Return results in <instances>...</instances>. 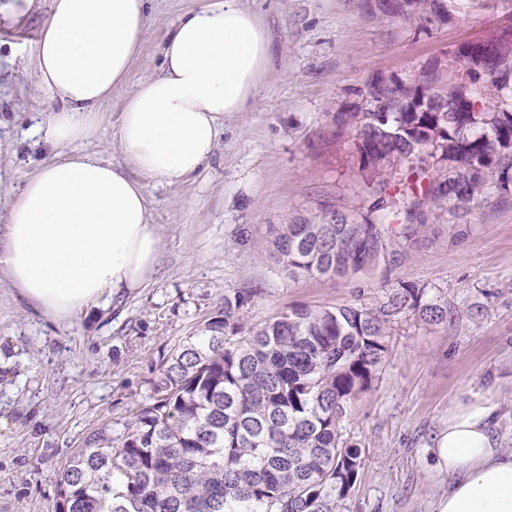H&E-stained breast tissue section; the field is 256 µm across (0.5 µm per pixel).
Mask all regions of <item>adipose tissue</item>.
<instances>
[{"instance_id":"adipose-tissue-1","label":"adipose tissue","mask_w":512,"mask_h":512,"mask_svg":"<svg viewBox=\"0 0 512 512\" xmlns=\"http://www.w3.org/2000/svg\"><path fill=\"white\" fill-rule=\"evenodd\" d=\"M146 0H51L35 43L34 115L54 158L8 193L0 271L37 313L62 324L122 293L149 287L162 232L145 182L193 178L217 147L221 119L253 109L268 77L272 36L243 0H203L163 35V65L122 101L114 164L83 151L101 109L148 35ZM491 396L452 402L426 452L447 491L434 512H512V449Z\"/></svg>"}]
</instances>
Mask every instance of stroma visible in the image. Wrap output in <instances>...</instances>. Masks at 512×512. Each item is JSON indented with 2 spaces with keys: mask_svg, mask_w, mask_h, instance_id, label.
Listing matches in <instances>:
<instances>
[{
  "mask_svg": "<svg viewBox=\"0 0 512 512\" xmlns=\"http://www.w3.org/2000/svg\"><path fill=\"white\" fill-rule=\"evenodd\" d=\"M200 0H149L148 37L112 90L92 148L112 142L119 102L161 65V37ZM267 23L273 63L255 109L221 123L217 148L190 181L147 185L163 232L149 287L71 322L38 316L0 271V512H55L62 467L98 434L113 437L151 393L163 356L244 298L257 323L295 305L369 307L398 281L428 289L448 319L391 323L378 379L343 419L365 450L355 487L333 512H432L441 486L423 449L448 406L486 393L501 404L512 448V195L449 215L430 212L384 260L338 276L290 277L271 256L282 225L367 201L336 116L362 105L378 76L411 74L462 41L512 23L506 0H478L433 34L383 16L373 0H244ZM49 0L0 14V189H20L50 153L31 148L30 115L51 108L35 86L34 45Z\"/></svg>",
  "mask_w": 512,
  "mask_h": 512,
  "instance_id": "stroma-1",
  "label": "stroma"
}]
</instances>
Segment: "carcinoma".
Segmentation results:
<instances>
[{"instance_id":"obj_1","label":"carcinoma","mask_w":512,"mask_h":512,"mask_svg":"<svg viewBox=\"0 0 512 512\" xmlns=\"http://www.w3.org/2000/svg\"><path fill=\"white\" fill-rule=\"evenodd\" d=\"M380 12L430 35L465 5L393 0ZM490 40L489 63L446 55L426 112L414 111L422 92L409 77L366 85L361 109L340 122L369 206L282 225L272 257L289 275L357 271L426 223L429 207L464 210L512 193V110L499 105L512 93V27ZM459 101L469 111H440ZM242 304L224 298V311L161 361L123 432L71 457L57 512H332L364 465L342 420L387 358L390 323L448 320L427 288L402 280L370 308L299 305L248 326Z\"/></svg>"}]
</instances>
